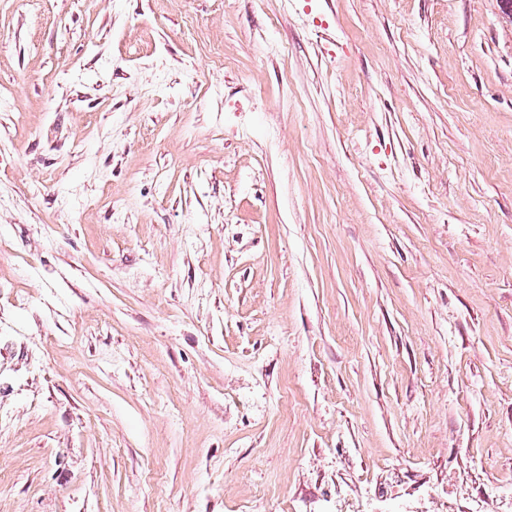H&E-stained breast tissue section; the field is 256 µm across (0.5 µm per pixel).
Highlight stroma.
Segmentation results:
<instances>
[{"label": "stroma", "instance_id": "1", "mask_svg": "<svg viewBox=\"0 0 512 512\" xmlns=\"http://www.w3.org/2000/svg\"><path fill=\"white\" fill-rule=\"evenodd\" d=\"M0 512H512L497 0H0Z\"/></svg>", "mask_w": 512, "mask_h": 512}]
</instances>
